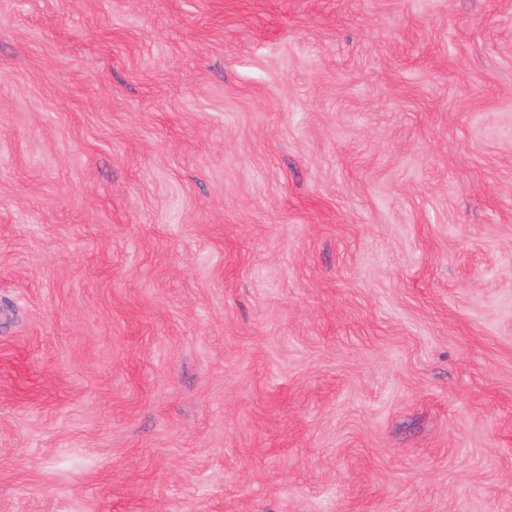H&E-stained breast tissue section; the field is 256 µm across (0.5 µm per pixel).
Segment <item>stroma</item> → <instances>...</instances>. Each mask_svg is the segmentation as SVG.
Wrapping results in <instances>:
<instances>
[{"label": "stroma", "instance_id": "obj_1", "mask_svg": "<svg viewBox=\"0 0 512 512\" xmlns=\"http://www.w3.org/2000/svg\"><path fill=\"white\" fill-rule=\"evenodd\" d=\"M0 512H512V0H0Z\"/></svg>", "mask_w": 512, "mask_h": 512}]
</instances>
